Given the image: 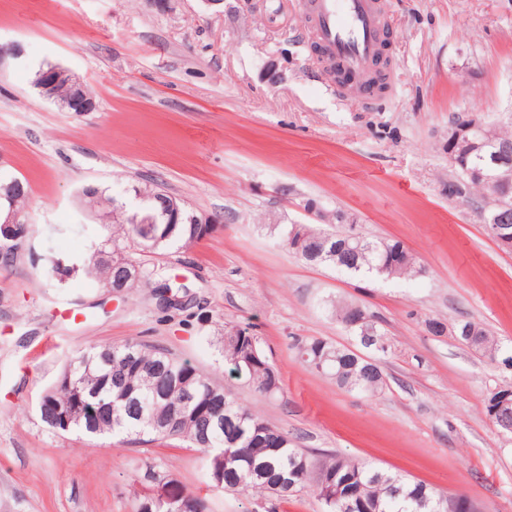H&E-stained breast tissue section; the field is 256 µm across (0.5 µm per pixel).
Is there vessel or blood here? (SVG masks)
<instances>
[{
	"label": "vessel or blood",
	"instance_id": "vessel-or-blood-1",
	"mask_svg": "<svg viewBox=\"0 0 512 512\" xmlns=\"http://www.w3.org/2000/svg\"><path fill=\"white\" fill-rule=\"evenodd\" d=\"M305 12L337 71L358 80L361 100H372L375 93L366 80L380 53L384 26L377 0H306Z\"/></svg>",
	"mask_w": 512,
	"mask_h": 512
}]
</instances>
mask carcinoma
<instances>
[{
	"mask_svg": "<svg viewBox=\"0 0 512 512\" xmlns=\"http://www.w3.org/2000/svg\"><path fill=\"white\" fill-rule=\"evenodd\" d=\"M488 132L489 137L479 147L466 141L459 144L455 164L459 179L455 183L468 193L491 195L492 188L469 179L467 171L479 169L493 178L508 214L507 227L512 230V165L505 168L493 164L495 153L503 148L512 151V128L493 125ZM140 187L145 198L130 205L107 190L96 188V212L101 223L112 225V231L102 234L92 228L89 253L75 257L63 269L56 258H43V275L56 281L61 273L70 277L81 271L110 288L124 279L125 269L136 267L138 276L127 288H153L161 299L167 293L173 298H184L186 285L155 279L156 272L146 263L132 259L127 248L132 246L145 255L181 250L204 239L202 225L191 223L186 215L173 220L151 198L153 184L145 182ZM139 211L152 214L154 223H133L130 217ZM266 228L304 261L333 266L352 276L390 279L424 272L416 255L404 248L402 241L367 235L355 241L350 238L349 224L328 228L307 224V237L298 248L291 243L294 225L268 224ZM350 307L349 302L333 305L336 320L347 331L361 342L368 335L384 336L370 312L361 323L350 324ZM455 328L462 343L484 357L499 359L503 368L512 371V349H504L482 323L463 319ZM241 334L246 340H256L244 329L224 330L220 337L224 363L234 379L254 394L277 397L282 392L281 378L271 379L274 366L261 352L252 364H246L248 350L239 338ZM294 348L302 362L328 375L343 389L374 396L386 386L378 361L369 362L344 346L315 338L298 341ZM183 379L196 395L192 409L201 410L199 417L189 413L172 418L171 399L159 393L165 388L172 399L180 398ZM74 388L84 399L109 406V412L99 420L77 424L73 430L89 437L122 436L131 442L145 438L150 442H187L200 452L209 486H215L216 478L220 477L224 490L263 494L266 512H276L278 501L299 494L310 485L315 487L321 512H342L327 483L338 472L354 479L362 496L377 504V512H441L442 495L421 481H411L337 454L313 457L305 453L298 448L296 439L252 410L242 397L167 349L137 341L89 345L45 396L53 404L65 406L71 402ZM500 392L499 386L487 391L485 412L495 426L512 433V397L502 401Z\"/></svg>",
	"mask_w": 512,
	"mask_h": 512,
	"instance_id": "1",
	"label": "carcinoma"
}]
</instances>
